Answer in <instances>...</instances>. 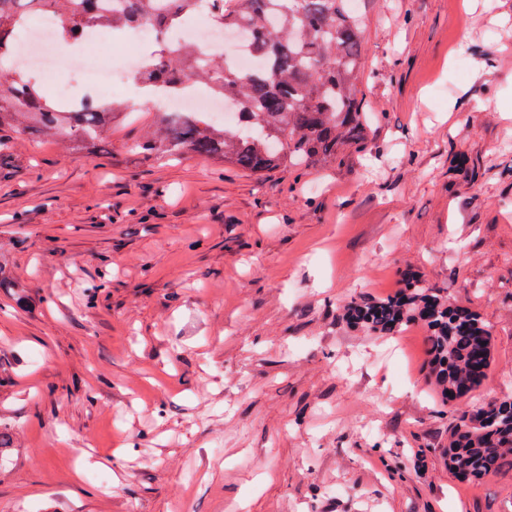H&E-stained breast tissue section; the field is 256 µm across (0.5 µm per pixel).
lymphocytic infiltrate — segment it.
Masks as SVG:
<instances>
[{"instance_id":"1","label":"lymphocytic infiltrate","mask_w":512,"mask_h":512,"mask_svg":"<svg viewBox=\"0 0 512 512\" xmlns=\"http://www.w3.org/2000/svg\"><path fill=\"white\" fill-rule=\"evenodd\" d=\"M337 322L356 332L389 336L410 329L424 336L425 383L441 403H459L480 389L492 351V332L480 311L431 286L421 266L409 263L395 288L384 295H366L336 310ZM512 411V397L495 398L465 411L448 436L443 462L460 480L469 475L456 450L486 448L492 459L512 457V426L504 427L503 411Z\"/></svg>"}]
</instances>
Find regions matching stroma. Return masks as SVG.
I'll return each mask as SVG.
<instances>
[{"mask_svg": "<svg viewBox=\"0 0 512 512\" xmlns=\"http://www.w3.org/2000/svg\"><path fill=\"white\" fill-rule=\"evenodd\" d=\"M362 11L375 121L333 168L10 134L0 262L33 303L0 286V512H512V458L445 467L464 408L422 333L336 321L421 265L493 333L473 404L512 396V0Z\"/></svg>", "mask_w": 512, "mask_h": 512, "instance_id": "stroma-1", "label": "stroma"}]
</instances>
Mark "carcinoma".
<instances>
[{
	"label": "carcinoma",
	"instance_id": "1",
	"mask_svg": "<svg viewBox=\"0 0 512 512\" xmlns=\"http://www.w3.org/2000/svg\"><path fill=\"white\" fill-rule=\"evenodd\" d=\"M222 27L257 31L256 52L271 63L262 78L221 69L202 61L192 44L174 59L166 47L158 66L145 74L159 89L173 90L181 78L210 86L233 103L240 123L228 127L189 114L154 113L134 136L129 151L147 161L173 163L187 155L222 168L257 176L276 170H315L332 166L349 144L368 140L364 111L362 53L364 20L350 0H204ZM100 0H0V64L20 39L26 18L47 12L64 20L63 37L77 40L98 21L121 25L152 19L158 0H130L122 15L105 14ZM130 120L121 98L74 110L48 99L36 79L15 68L0 79V131L56 139L75 155L93 154L101 134Z\"/></svg>",
	"mask_w": 512,
	"mask_h": 512
}]
</instances>
